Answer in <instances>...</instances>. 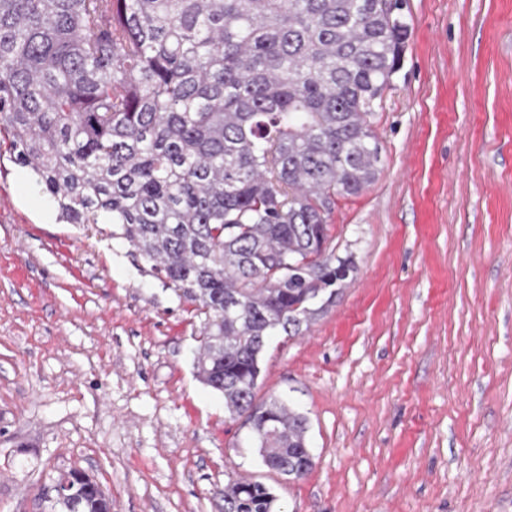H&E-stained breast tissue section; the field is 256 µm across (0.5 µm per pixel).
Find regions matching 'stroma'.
Instances as JSON below:
<instances>
[{"label":"stroma","instance_id":"stroma-1","mask_svg":"<svg viewBox=\"0 0 512 512\" xmlns=\"http://www.w3.org/2000/svg\"><path fill=\"white\" fill-rule=\"evenodd\" d=\"M405 13L379 171L331 216L355 270L262 358L258 400L308 419L304 479L195 379L199 319L112 225L36 223L0 156V512H49L73 469L112 512H222L231 474L282 512H512V0Z\"/></svg>","mask_w":512,"mask_h":512}]
</instances>
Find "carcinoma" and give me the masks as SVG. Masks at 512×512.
Returning <instances> with one entry per match:
<instances>
[{"label":"carcinoma","instance_id":"1","mask_svg":"<svg viewBox=\"0 0 512 512\" xmlns=\"http://www.w3.org/2000/svg\"><path fill=\"white\" fill-rule=\"evenodd\" d=\"M406 0H0V146L69 224L120 225L200 319L198 380L246 416L266 467L313 468L308 420L256 401L273 336L336 302L338 196L376 178L370 117L401 68ZM51 512H112L86 473ZM224 512H280L229 475Z\"/></svg>","mask_w":512,"mask_h":512}]
</instances>
